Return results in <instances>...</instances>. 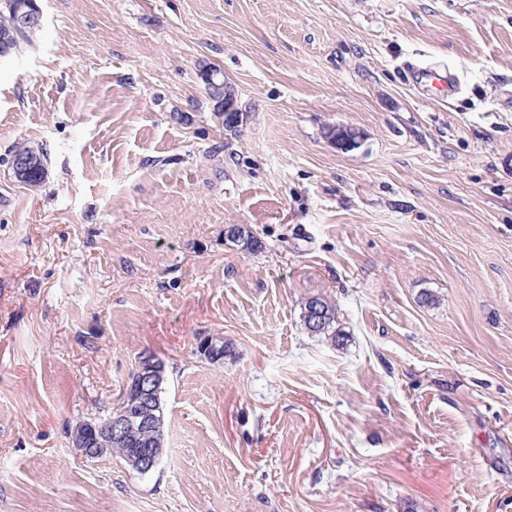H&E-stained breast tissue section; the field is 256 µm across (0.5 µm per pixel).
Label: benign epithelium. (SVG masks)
Returning a JSON list of instances; mask_svg holds the SVG:
<instances>
[{
  "instance_id": "7a95c632",
  "label": "benign epithelium",
  "mask_w": 512,
  "mask_h": 512,
  "mask_svg": "<svg viewBox=\"0 0 512 512\" xmlns=\"http://www.w3.org/2000/svg\"><path fill=\"white\" fill-rule=\"evenodd\" d=\"M16 26L43 27V14L37 0H27L16 12ZM224 112L229 114L226 130L238 131L243 124V118L238 114L235 99L228 91L224 92ZM164 382L160 360L152 354L140 356L134 381L119 409L103 421L82 420L71 428L70 439L74 450L83 456L102 458L108 452L107 446L93 448L91 443L98 444L102 438L110 441L114 436L152 427L153 422L146 418L142 408L161 403L160 393L163 391Z\"/></svg>"
}]
</instances>
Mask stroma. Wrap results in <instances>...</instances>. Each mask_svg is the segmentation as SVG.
<instances>
[{
  "mask_svg": "<svg viewBox=\"0 0 512 512\" xmlns=\"http://www.w3.org/2000/svg\"><path fill=\"white\" fill-rule=\"evenodd\" d=\"M38 3L0 60V512H512V0ZM148 352L159 465L79 456ZM407 70L419 82H422L423 80L424 81L433 80V83H435V85H439L443 90H445V89L447 90L448 97H450L457 90V86H458L457 78L454 74H452L450 72L442 75V74H438V73H433L431 71H426V70H423L420 68H416L412 65H407ZM436 80L439 82H437ZM200 79L204 85V89L206 91L208 99L212 103L213 108V115L218 120L219 123H221L224 126V121L226 119L225 114L227 113H233L229 116V120L226 123L225 129L230 132H236L243 124V118L239 113L240 112L235 104V99L233 98L232 94L228 92L226 89L224 90V112L218 111L217 109V99L215 98L216 95V89L213 87V84L206 79L204 74H200ZM23 156L25 158L20 159L13 165L14 172L17 176L22 177L23 174L28 170L31 165V161L26 159L31 157L33 164L30 167L29 173L22 180H18L29 187L40 188L44 184L47 178V158L43 151L35 150L24 144H18L11 152L10 163L12 168V161L14 158ZM13 170V168H12ZM317 298L319 300V303L322 305L324 309L323 318L322 310L320 309V306L313 302L310 306V303ZM309 308V309H308ZM307 311V319L309 323V330H313V328L316 327V325L321 321L319 324V327L315 328V335L325 336L328 337L329 340H331L334 345L340 347V345H343L344 343V337L345 334L342 330V328H339V324L337 322V309L335 303H333L331 300L325 298V297H308L305 298L304 301L301 304V314H305Z\"/></svg>",
  "mask_w": 512,
  "mask_h": 512,
  "instance_id": "obj_1",
  "label": "stroma"
}]
</instances>
